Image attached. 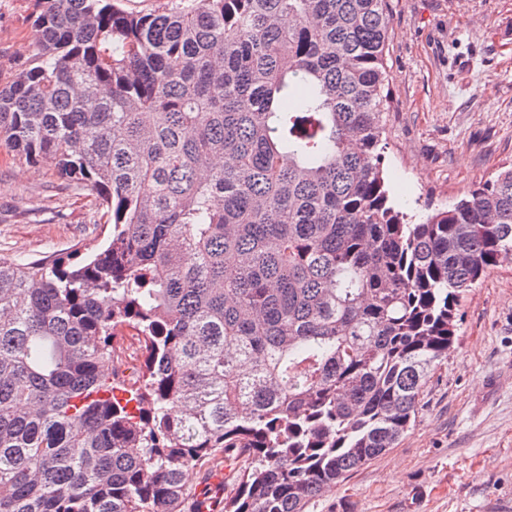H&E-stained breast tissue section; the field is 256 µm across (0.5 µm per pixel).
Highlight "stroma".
<instances>
[{
    "mask_svg": "<svg viewBox=\"0 0 512 512\" xmlns=\"http://www.w3.org/2000/svg\"><path fill=\"white\" fill-rule=\"evenodd\" d=\"M391 109L384 171L419 216L451 206L512 162V0H389ZM35 0H0V88L26 66ZM0 149V258L68 261L110 227L85 190ZM459 344L434 372L395 448L308 512H512V259L462 301Z\"/></svg>",
    "mask_w": 512,
    "mask_h": 512,
    "instance_id": "stroma-1",
    "label": "stroma"
}]
</instances>
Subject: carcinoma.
Returning a JSON list of instances; mask_svg holds the SVG:
<instances>
[{"label":"carcinoma","instance_id":"obj_1","mask_svg":"<svg viewBox=\"0 0 512 512\" xmlns=\"http://www.w3.org/2000/svg\"><path fill=\"white\" fill-rule=\"evenodd\" d=\"M43 3L0 146L111 232L0 259V512H186L222 464L221 512H306L414 425L512 254V164L396 208L388 0ZM219 471L212 470H201L193 471L189 476V485L194 494V499H200L201 497H209V500L215 498V492L212 487V478L217 475Z\"/></svg>","mask_w":512,"mask_h":512}]
</instances>
